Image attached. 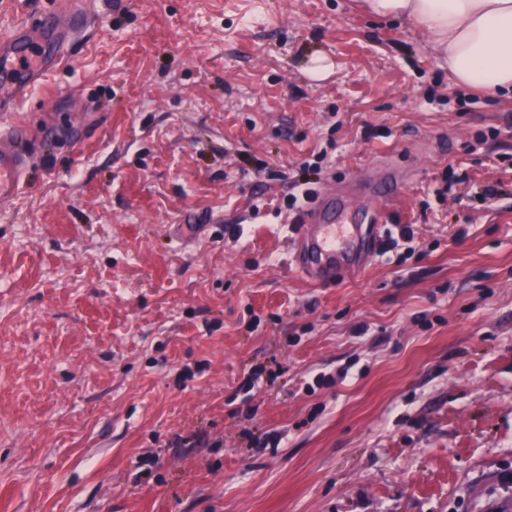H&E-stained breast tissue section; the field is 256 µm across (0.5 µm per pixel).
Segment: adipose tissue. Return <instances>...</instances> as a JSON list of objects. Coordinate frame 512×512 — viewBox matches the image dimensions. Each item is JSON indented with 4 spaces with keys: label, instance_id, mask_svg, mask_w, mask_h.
Segmentation results:
<instances>
[{
    "label": "adipose tissue",
    "instance_id": "obj_1",
    "mask_svg": "<svg viewBox=\"0 0 512 512\" xmlns=\"http://www.w3.org/2000/svg\"><path fill=\"white\" fill-rule=\"evenodd\" d=\"M363 7L413 23L447 58L458 86L512 91V0H363Z\"/></svg>",
    "mask_w": 512,
    "mask_h": 512
}]
</instances>
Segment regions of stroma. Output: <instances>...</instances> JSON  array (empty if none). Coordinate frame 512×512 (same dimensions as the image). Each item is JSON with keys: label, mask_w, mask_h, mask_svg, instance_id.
Returning a JSON list of instances; mask_svg holds the SVG:
<instances>
[{"label": "stroma", "mask_w": 512, "mask_h": 512, "mask_svg": "<svg viewBox=\"0 0 512 512\" xmlns=\"http://www.w3.org/2000/svg\"><path fill=\"white\" fill-rule=\"evenodd\" d=\"M66 2L0 0V31ZM85 2L12 108L62 134L0 204V512H501L512 93L357 0ZM322 151L321 183L407 176L400 247L329 284L278 212Z\"/></svg>", "instance_id": "obj_1"}]
</instances>
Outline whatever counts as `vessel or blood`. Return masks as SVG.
Returning a JSON list of instances; mask_svg holds the SVG:
<instances>
[{"label": "vessel or blood", "instance_id": "obj_1", "mask_svg": "<svg viewBox=\"0 0 512 512\" xmlns=\"http://www.w3.org/2000/svg\"><path fill=\"white\" fill-rule=\"evenodd\" d=\"M90 21L83 12L65 19L48 16L21 22L0 37V110L41 87ZM32 136L24 121L0 125L1 204L10 201L25 181L30 158L21 145ZM404 179V173L386 159L365 170L361 178L322 187L298 219L294 244L302 273L328 283L361 272L379 249L382 216L398 197Z\"/></svg>", "mask_w": 512, "mask_h": 512}]
</instances>
